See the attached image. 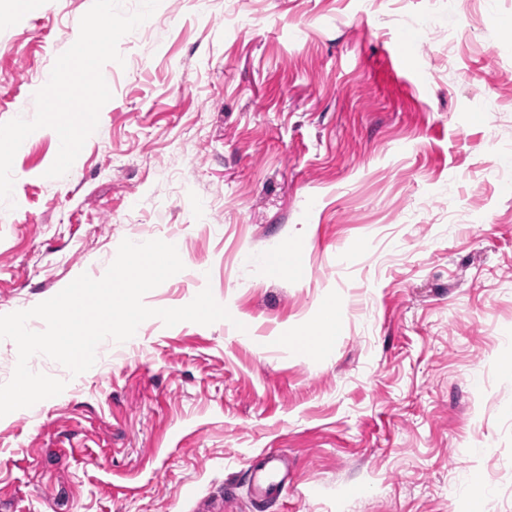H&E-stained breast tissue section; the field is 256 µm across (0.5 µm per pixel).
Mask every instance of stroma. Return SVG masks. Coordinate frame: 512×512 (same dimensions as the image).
<instances>
[{"instance_id":"35a3bbf8","label":"stroma","mask_w":512,"mask_h":512,"mask_svg":"<svg viewBox=\"0 0 512 512\" xmlns=\"http://www.w3.org/2000/svg\"><path fill=\"white\" fill-rule=\"evenodd\" d=\"M91 4L0 0V123ZM510 26L512 0H160L69 172L44 130L17 151L0 315L175 234L144 304L230 317L148 319L75 377L37 356L66 387L0 418V512H512ZM252 491L259 501L279 498L288 484V468L279 451L264 454L251 472Z\"/></svg>"}]
</instances>
